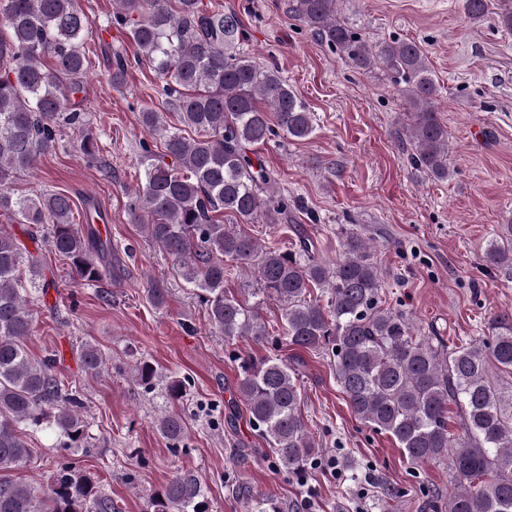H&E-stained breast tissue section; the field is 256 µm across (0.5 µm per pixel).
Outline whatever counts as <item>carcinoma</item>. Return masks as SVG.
Here are the masks:
<instances>
[{
  "instance_id": "obj_1",
  "label": "carcinoma",
  "mask_w": 512,
  "mask_h": 512,
  "mask_svg": "<svg viewBox=\"0 0 512 512\" xmlns=\"http://www.w3.org/2000/svg\"><path fill=\"white\" fill-rule=\"evenodd\" d=\"M340 0H291L290 12L350 65L394 78L408 119L412 160L431 177L448 179V130L438 117L439 85L420 44L411 40L367 43L341 16ZM110 23L127 30L138 61L152 70L164 104L178 113L168 127L160 113L141 112L142 127L162 153L144 146V179L128 211L145 238L172 260L177 274L202 292L209 326L227 342L244 339L270 347L268 355L235 357L238 393L251 428L271 446L277 466L302 482L315 443L302 415L296 369L278 354V340L257 308L224 289L226 263L254 277L259 292L279 305L288 345L324 351L353 414L392 437L412 465L445 463L452 478L436 512H512V311L493 313L488 334L448 346L424 336L406 312L386 304L378 267L360 234L342 232L336 260L323 259L304 240L294 251L260 245L241 225L259 218L278 226L288 203L263 196L272 177L249 148L283 132L308 138L312 116L276 69L239 52L237 17L204 0H116ZM471 22L481 21L486 0H465ZM91 25L78 0H0V213L33 224L36 249L46 245L79 282L117 278L110 244L74 219L64 193L16 197L12 178L51 152L61 127L79 132V149L96 156L98 141L74 101L89 69L83 36ZM128 61L115 53L110 80L126 81ZM240 224H224V213ZM482 261L512 271V224L488 242ZM40 258L0 230V512H115L99 477L69 462L44 486L16 478L34 455L22 428L56 427L65 448H85L88 425L82 400L56 373V358L31 359L33 332L28 290L44 276ZM83 369L108 365L92 342L81 346ZM147 393L164 383L168 402L184 401V377L162 376L149 360L132 367ZM455 407L458 430L448 429ZM172 446L188 433L184 415L156 420ZM199 474L181 469L150 498V512H205Z\"/></svg>"
}]
</instances>
